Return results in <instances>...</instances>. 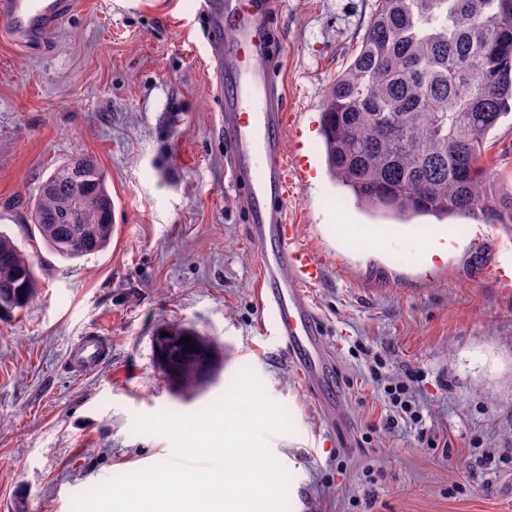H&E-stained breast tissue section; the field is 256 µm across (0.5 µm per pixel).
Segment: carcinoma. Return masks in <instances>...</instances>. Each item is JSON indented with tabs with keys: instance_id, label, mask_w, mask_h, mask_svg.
Here are the masks:
<instances>
[{
	"instance_id": "obj_1",
	"label": "carcinoma",
	"mask_w": 512,
	"mask_h": 512,
	"mask_svg": "<svg viewBox=\"0 0 512 512\" xmlns=\"http://www.w3.org/2000/svg\"><path fill=\"white\" fill-rule=\"evenodd\" d=\"M512 112V0H377L361 48L321 113L329 170L355 201L401 218L468 216L512 231V184L487 156L489 132ZM74 159L42 181L30 223L49 252L73 260L106 250L114 205L97 163ZM33 256L0 232V319L38 294ZM175 336H191L190 344ZM155 352L179 388L215 372L212 344L160 326Z\"/></svg>"
}]
</instances>
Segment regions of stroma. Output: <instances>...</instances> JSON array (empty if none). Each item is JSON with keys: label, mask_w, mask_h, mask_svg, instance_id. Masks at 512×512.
<instances>
[{"label": "stroma", "mask_w": 512, "mask_h": 512, "mask_svg": "<svg viewBox=\"0 0 512 512\" xmlns=\"http://www.w3.org/2000/svg\"><path fill=\"white\" fill-rule=\"evenodd\" d=\"M196 4L81 0L36 53L0 23V231L43 260L35 301L0 321V512H71L76 496L166 461L170 440L135 431V416L198 413L247 369L294 424L267 438L290 512H512V288L495 277L512 265V231L373 215L327 168L320 113L375 0H283L273 24L310 167L288 216L325 265L308 296L336 349L328 410L261 306ZM78 154L108 175L115 230L104 253L65 260L32 236L28 201ZM164 323L217 347L205 388L176 393L157 367ZM90 334L110 352L73 374L69 349ZM404 379L447 450L387 428L383 386Z\"/></svg>", "instance_id": "1"}]
</instances>
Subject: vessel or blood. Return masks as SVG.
I'll use <instances>...</instances> for the list:
<instances>
[{
	"instance_id": "1",
	"label": "vessel or blood",
	"mask_w": 512,
	"mask_h": 512,
	"mask_svg": "<svg viewBox=\"0 0 512 512\" xmlns=\"http://www.w3.org/2000/svg\"><path fill=\"white\" fill-rule=\"evenodd\" d=\"M78 0H0V20L17 45L41 49ZM281 0H200L208 30L210 87L217 100L230 181L261 255L260 293L274 336L285 344L305 387L334 395L333 346L307 295L325 273L316 251L301 242L288 204L308 170L285 152L287 97L273 63L282 47L272 32ZM105 346L81 340L75 366L100 361Z\"/></svg>"
}]
</instances>
